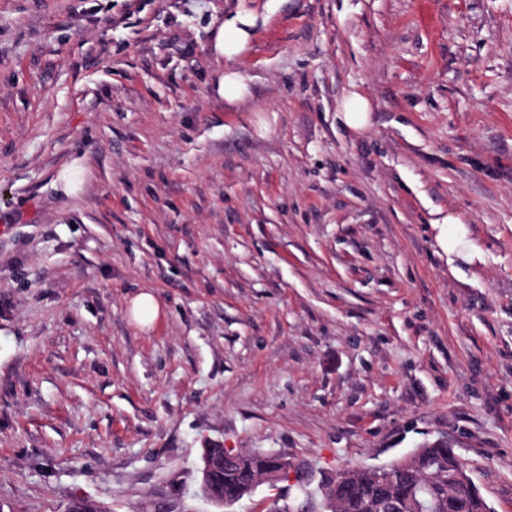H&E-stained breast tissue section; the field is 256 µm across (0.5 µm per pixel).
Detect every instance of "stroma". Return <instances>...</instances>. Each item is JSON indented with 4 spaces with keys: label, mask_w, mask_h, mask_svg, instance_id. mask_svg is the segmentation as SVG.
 <instances>
[{
    "label": "stroma",
    "mask_w": 512,
    "mask_h": 512,
    "mask_svg": "<svg viewBox=\"0 0 512 512\" xmlns=\"http://www.w3.org/2000/svg\"><path fill=\"white\" fill-rule=\"evenodd\" d=\"M439 443L512 512V0H0V512H221L206 448ZM256 16L250 12H238L223 20L213 33L211 53L217 58L233 60L246 51L252 41ZM217 94L224 98L229 105H236L248 94V87L241 74L233 68L224 71L217 82ZM370 104L360 93L351 92L341 105L342 120L354 132L365 129L369 121ZM442 233L440 236L441 247L449 254H456L465 257V242L458 234L455 223H443ZM128 312L138 325L149 328L158 319L160 306L152 293L141 292L130 300Z\"/></svg>",
    "instance_id": "1"
}]
</instances>
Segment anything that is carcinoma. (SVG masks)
I'll use <instances>...</instances> for the list:
<instances>
[{
    "instance_id": "obj_1",
    "label": "carcinoma",
    "mask_w": 512,
    "mask_h": 512,
    "mask_svg": "<svg viewBox=\"0 0 512 512\" xmlns=\"http://www.w3.org/2000/svg\"><path fill=\"white\" fill-rule=\"evenodd\" d=\"M274 463L268 452H245L238 463L215 475L224 489L225 507L234 506L238 492L254 477ZM463 463L448 445H434L423 450L412 465L400 458L384 468L385 478L374 468L357 471L353 488L336 504L334 512H404L398 505L422 495L438 504V512H491L473 483L454 480Z\"/></svg>"
}]
</instances>
